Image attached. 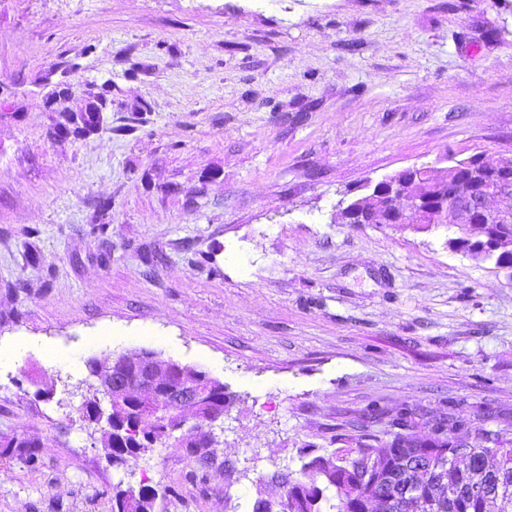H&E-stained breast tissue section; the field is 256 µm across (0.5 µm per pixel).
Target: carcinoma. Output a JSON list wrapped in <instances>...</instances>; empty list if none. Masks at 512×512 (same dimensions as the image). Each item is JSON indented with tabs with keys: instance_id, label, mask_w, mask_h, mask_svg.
<instances>
[{
	"instance_id": "obj_1",
	"label": "carcinoma",
	"mask_w": 512,
	"mask_h": 512,
	"mask_svg": "<svg viewBox=\"0 0 512 512\" xmlns=\"http://www.w3.org/2000/svg\"><path fill=\"white\" fill-rule=\"evenodd\" d=\"M99 129L100 116L92 110L70 116L64 127L75 137H86ZM485 179L487 185L499 188V193H512L511 172L502 174L492 167ZM179 372L187 380L219 390L217 399L193 410L198 426L224 413L230 397L218 380L188 366H179ZM112 417V426L104 430V444L112 449V466L128 470L145 453L168 444L173 430L185 421V410L164 405L148 413L135 412L132 397L118 395L112 397ZM373 419L385 423L381 432L366 431ZM489 419L491 416L484 413L427 418L411 409L387 416L374 406L368 407L347 422L351 432L337 436L341 447L327 454L303 450L309 461L301 465L300 476L281 475L284 487L280 502L274 505L259 498L253 512H284L287 502L293 504L295 512H363L365 501L374 497L386 499V512H512V427L488 429L484 423ZM3 447L18 449L30 463L37 460L36 444L25 437L14 435ZM460 447L469 449L471 467L467 472L434 469L420 481L417 497L403 498L404 489L418 478L417 459L433 458L440 448ZM491 452L507 457L509 466L484 470V459ZM359 453L378 465L366 477L352 460ZM474 478L486 482L488 496L475 497L467 492ZM157 496L155 488L136 490L130 486L112 497V512H154ZM275 506L279 510H273Z\"/></svg>"
}]
</instances>
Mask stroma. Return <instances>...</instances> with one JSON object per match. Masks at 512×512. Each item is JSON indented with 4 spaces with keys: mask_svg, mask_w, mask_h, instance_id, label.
Listing matches in <instances>:
<instances>
[{
    "mask_svg": "<svg viewBox=\"0 0 512 512\" xmlns=\"http://www.w3.org/2000/svg\"><path fill=\"white\" fill-rule=\"evenodd\" d=\"M97 105L101 128L66 134ZM512 155V0H0V512H253L377 405L512 424V281L452 230L336 220L446 155ZM232 401L113 467L89 359ZM140 354H153L156 355L154 352H146V351H140V352H131L127 354H121L117 356L113 361L117 363V367L121 370L127 371V378L129 374L127 363L124 362L126 358H132L135 356H139ZM157 358L166 363H170L173 366L179 367V373L183 374V377L187 380H192L196 382H202V384L207 387L209 383H211L212 387H214V391L216 389H220V392L217 394V399H215L211 403H206L198 408L192 410L195 419L198 421V427H203L204 425H207L210 423L212 419H214L216 414H223L226 410L228 403L230 401V397L224 390V385H221L218 380L211 377L207 372L203 370H198L196 368H191L188 366H182L181 364L173 361V360H161L158 355H156ZM158 496L155 488H140L136 491L132 486L119 490L112 497L113 512H154V503Z\"/></svg>",
    "mask_w": 512,
    "mask_h": 512,
    "instance_id": "35a3bbf8",
    "label": "stroma"
}]
</instances>
